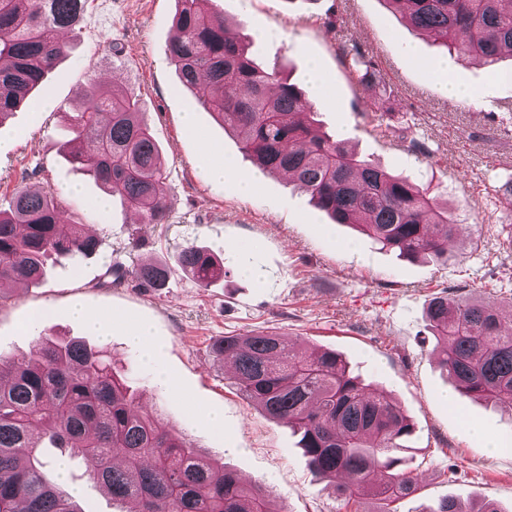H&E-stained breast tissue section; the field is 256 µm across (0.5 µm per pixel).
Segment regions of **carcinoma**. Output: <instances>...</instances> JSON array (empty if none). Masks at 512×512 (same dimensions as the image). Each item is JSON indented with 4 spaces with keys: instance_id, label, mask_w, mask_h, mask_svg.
Instances as JSON below:
<instances>
[{
    "instance_id": "cac0c4a2",
    "label": "carcinoma",
    "mask_w": 512,
    "mask_h": 512,
    "mask_svg": "<svg viewBox=\"0 0 512 512\" xmlns=\"http://www.w3.org/2000/svg\"><path fill=\"white\" fill-rule=\"evenodd\" d=\"M87 2L0 0V124L67 54L57 33L79 27ZM177 2L168 56L180 84L205 85L197 101L237 133L245 156L288 176L335 223L384 248L415 259L448 257L460 228L435 210L427 190L305 123L310 104L303 91L258 63L212 0ZM387 2L449 51L488 66L512 56V0ZM373 66L360 52L350 54L359 85L369 83ZM142 115L134 90H93L70 113L65 147L70 161L141 223L165 224L160 151ZM62 210L55 193L21 186L8 209H0V306L9 299L6 286L40 282L51 257L98 251L99 240L62 220ZM178 265L201 287L224 274L220 259L195 245L183 249ZM109 275L117 283L131 276L145 288H163L171 269L148 263L131 271L115 267ZM428 321L439 364L458 390L512 407V324L503 322L500 306L447 293L430 302ZM212 352L232 364L243 394L299 435L310 468L345 500L371 496L379 512H396L392 504L417 491V477L397 469L393 457L412 433L407 416L338 355L304 351L278 334L226 336ZM44 448L91 461V478L112 500L134 505L131 512H275L269 490L195 454L186 439L140 409L104 352L81 341L39 337L28 355L0 356V512H84L46 478ZM421 512L502 510L491 499L470 507L445 498Z\"/></svg>"
}]
</instances>
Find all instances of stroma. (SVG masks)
Returning <instances> with one entry per match:
<instances>
[{"label": "stroma", "mask_w": 512, "mask_h": 512, "mask_svg": "<svg viewBox=\"0 0 512 512\" xmlns=\"http://www.w3.org/2000/svg\"><path fill=\"white\" fill-rule=\"evenodd\" d=\"M336 26L326 28L328 5ZM214 7L243 35L263 65L303 83L317 64L327 87L311 110L318 127L348 141L360 158L429 188L440 209L461 231L447 261L410 260L347 224L334 223L308 194L281 175L263 173L243 157L235 135L225 131L182 88L168 59L176 0H89L79 32L61 31L69 46L45 78L49 110L20 107L0 137V208L17 186L34 191L78 185L65 200L66 220L83 224L100 248L79 262L50 263L39 284L18 283L0 306V355L28 353L38 337L83 338L105 351L139 393L144 411L161 416L186 435L195 451L266 484L279 512H350L332 483L316 475L298 446V435L272 420L246 397L230 367L211 346L224 336L269 332L310 350L339 353L372 388L386 391L410 417L414 433L400 453L414 471L418 491L401 499L397 512H422L453 496L477 504L493 499L512 512V410L455 394L433 355L436 340L427 319L431 299L443 292L493 298L512 316V204L503 196L512 180V59L488 68L448 54L394 13L386 0H215ZM413 45L432 60L449 59L453 80L469 86L474 101L452 103L440 77L418 68L402 52ZM360 49L377 68L372 87L351 80L344 53ZM127 86L139 95L145 119L160 147L168 223H141L113 203L105 212L92 199L102 191L73 166L64 148L67 115L91 88ZM391 110V125L378 126L374 101ZM194 111L197 134L183 127ZM425 142L426 152L413 148ZM233 168L223 184L205 173L213 153ZM255 186L242 194L241 180ZM213 251L224 263L223 279L200 287L178 270L188 245ZM172 269L165 288L125 280L106 285L105 272L143 263ZM105 317L107 333L86 334L70 315L74 303ZM38 308L50 320L31 323ZM144 324L157 355L146 359L128 340L129 327ZM173 378L165 383L159 376ZM223 416L212 427L209 413ZM481 424L501 452L488 453L469 424ZM88 463H68L66 483L85 512H117L89 481Z\"/></svg>", "instance_id": "obj_1"}]
</instances>
